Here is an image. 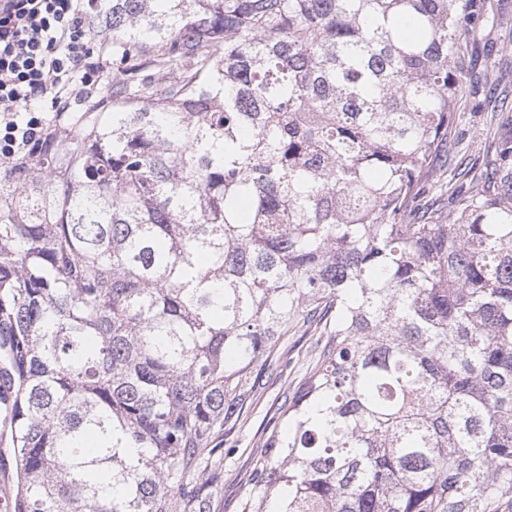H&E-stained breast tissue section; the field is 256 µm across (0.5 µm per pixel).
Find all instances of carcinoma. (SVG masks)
I'll use <instances>...</instances> for the list:
<instances>
[{"label": "carcinoma", "mask_w": 512, "mask_h": 512, "mask_svg": "<svg viewBox=\"0 0 512 512\" xmlns=\"http://www.w3.org/2000/svg\"><path fill=\"white\" fill-rule=\"evenodd\" d=\"M470 2L103 0L111 111L0 169V512H210L299 322L241 512H512V143L415 205ZM326 338L300 322L280 339L270 357L271 361L281 365L277 375L264 378V385L257 389L240 422L220 438L224 440V483L213 496L211 512L241 511L249 475L260 458L266 435L275 424L284 394L296 388L313 366ZM286 361H289L287 367Z\"/></svg>", "instance_id": "cac0c4a2"}]
</instances>
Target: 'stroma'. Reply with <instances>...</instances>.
Here are the masks:
<instances>
[{
	"label": "stroma",
	"mask_w": 512,
	"mask_h": 512,
	"mask_svg": "<svg viewBox=\"0 0 512 512\" xmlns=\"http://www.w3.org/2000/svg\"><path fill=\"white\" fill-rule=\"evenodd\" d=\"M475 26L467 62L476 78L455 106L457 149L448 159L447 179L456 190L468 189L470 175L484 170L500 143L512 140V122L498 116L501 107H512V0H503L495 19L477 16ZM324 342L302 324L281 338L271 359L282 365V372L265 380L240 422L224 436V481L211 512H241L249 475L284 395L298 386Z\"/></svg>",
	"instance_id": "obj_1"
}]
</instances>
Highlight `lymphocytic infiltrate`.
I'll return each mask as SVG.
<instances>
[{
	"instance_id": "1",
	"label": "lymphocytic infiltrate",
	"mask_w": 512,
	"mask_h": 512,
	"mask_svg": "<svg viewBox=\"0 0 512 512\" xmlns=\"http://www.w3.org/2000/svg\"><path fill=\"white\" fill-rule=\"evenodd\" d=\"M94 0H0V165L40 141L54 113L102 81Z\"/></svg>"
}]
</instances>
